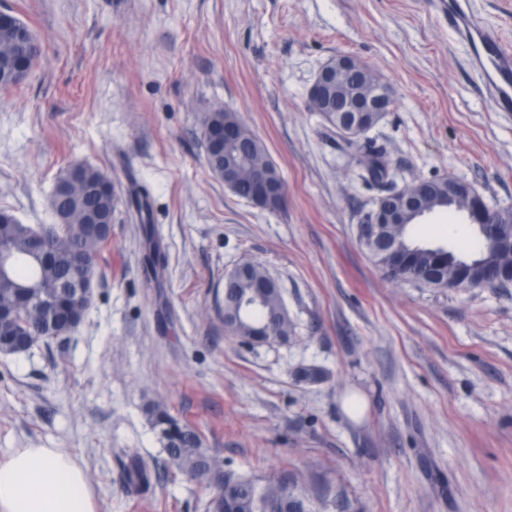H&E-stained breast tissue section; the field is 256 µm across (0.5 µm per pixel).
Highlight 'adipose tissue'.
Wrapping results in <instances>:
<instances>
[{
  "instance_id": "adipose-tissue-1",
  "label": "adipose tissue",
  "mask_w": 512,
  "mask_h": 512,
  "mask_svg": "<svg viewBox=\"0 0 512 512\" xmlns=\"http://www.w3.org/2000/svg\"><path fill=\"white\" fill-rule=\"evenodd\" d=\"M0 512H96V505L66 450L19 448L0 461Z\"/></svg>"
}]
</instances>
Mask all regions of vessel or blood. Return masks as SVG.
<instances>
[{
  "mask_svg": "<svg viewBox=\"0 0 512 512\" xmlns=\"http://www.w3.org/2000/svg\"><path fill=\"white\" fill-rule=\"evenodd\" d=\"M437 5L449 29L469 44V63L496 110L512 112V46L471 12L468 0H437Z\"/></svg>",
  "mask_w": 512,
  "mask_h": 512,
  "instance_id": "1",
  "label": "vessel or blood"
}]
</instances>
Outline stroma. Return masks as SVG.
I'll return each instance as SVG.
<instances>
[{
  "label": "stroma",
  "instance_id": "obj_1",
  "mask_svg": "<svg viewBox=\"0 0 512 512\" xmlns=\"http://www.w3.org/2000/svg\"><path fill=\"white\" fill-rule=\"evenodd\" d=\"M38 38L0 92V209L50 224L69 167L106 171L116 207L79 328L0 354V460L63 448L97 512H207L147 410L199 430L226 468L296 482L320 512H512V287L394 284L358 240L379 190L357 144L308 103L331 57L392 87L367 134L395 187L456 176L512 207V112L496 111L432 0H0ZM238 113L287 187L256 208L208 169L201 118ZM161 273L148 277L144 222ZM414 238L460 247L464 218ZM262 264L294 324L246 345L224 328V275ZM322 376L305 381L304 368ZM150 473L138 493L121 462Z\"/></svg>",
  "mask_w": 512,
  "mask_h": 512
}]
</instances>
